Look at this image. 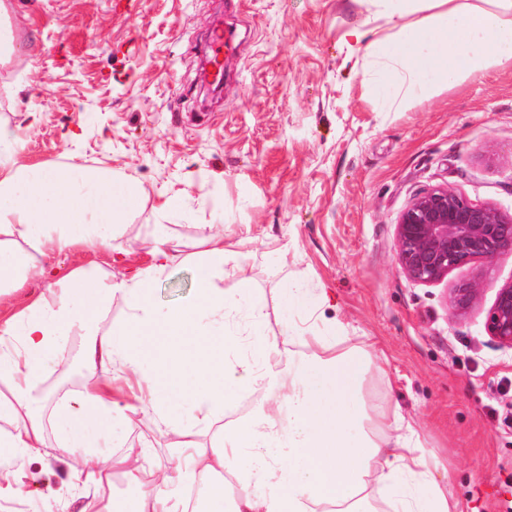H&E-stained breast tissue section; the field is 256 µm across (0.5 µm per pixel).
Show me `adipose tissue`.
<instances>
[{
  "label": "adipose tissue",
  "mask_w": 512,
  "mask_h": 512,
  "mask_svg": "<svg viewBox=\"0 0 512 512\" xmlns=\"http://www.w3.org/2000/svg\"><path fill=\"white\" fill-rule=\"evenodd\" d=\"M489 7L451 0H378L377 17L395 24L381 33L365 22L349 32L362 51L368 91L396 110L488 65L512 64V0ZM414 23H404L407 15ZM17 138L0 123V286L17 287L50 253L111 247L115 224L136 212L143 191L122 175L86 167L20 165ZM23 236L30 251L12 247ZM234 256L215 235L205 252L193 302L157 310L155 279L178 256L158 239L149 266L118 281L72 271L24 308L0 321V480L44 443L53 426L75 474H89L94 512H113L112 469L136 479L142 450L113 452L112 423L143 412L160 432L179 436L171 481L191 475L204 485L209 512H457L423 455L414 426L399 413L369 405L364 387L373 367L363 351H336L338 320L324 323L310 352L283 359L277 340L259 335L266 304L250 287L224 293L215 279ZM128 307L124 323H97L114 296ZM247 313L248 356L230 360L226 327ZM84 329L80 364L92 379L75 399L42 415L39 381L74 329ZM144 390L138 404L114 399L116 372ZM260 404L224 427L225 404L251 394ZM215 432L219 444L201 447ZM224 472L229 482H213Z\"/></svg>",
  "instance_id": "1"
}]
</instances>
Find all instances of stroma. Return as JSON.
Masks as SVG:
<instances>
[{
  "label": "stroma",
  "instance_id": "stroma-1",
  "mask_svg": "<svg viewBox=\"0 0 512 512\" xmlns=\"http://www.w3.org/2000/svg\"><path fill=\"white\" fill-rule=\"evenodd\" d=\"M16 52L0 65V122L18 137L17 163L76 164L128 175L142 209L117 225L108 250L42 258L61 277L81 269L115 280L146 266L158 236L180 261L153 284L164 309L195 298L205 241L216 225L238 244L237 270L217 285L248 281L266 302L262 334L283 351L306 345L284 334L281 290L327 289L324 316L344 325V349H367L385 374L366 398L399 411L419 432L435 478L460 512H512V349L493 342L484 310L512 280V255L412 282L397 264L395 224L421 191L457 190L512 214V65H493L390 112L366 91L362 56L346 31L373 16L371 0H8ZM223 18L237 46L224 92L198 102L197 67ZM181 207L161 216L162 196ZM487 272L479 307L450 312L453 282ZM75 329L42 379L57 399L84 388ZM114 441L152 444L140 486L112 473L115 506L158 481L176 434L151 417L113 422ZM92 486L45 431L0 487V512H79Z\"/></svg>",
  "mask_w": 512,
  "mask_h": 512
}]
</instances>
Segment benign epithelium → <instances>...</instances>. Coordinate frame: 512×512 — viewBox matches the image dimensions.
Segmentation results:
<instances>
[{
    "label": "benign epithelium",
    "instance_id": "1",
    "mask_svg": "<svg viewBox=\"0 0 512 512\" xmlns=\"http://www.w3.org/2000/svg\"><path fill=\"white\" fill-rule=\"evenodd\" d=\"M397 261L405 276L419 284H434L455 269L478 261L492 263L512 253V215L493 206L478 205L442 186L417 194L399 214L396 228ZM482 284L462 280L450 289L452 308L465 312L479 298ZM492 341L512 348V281L496 289L485 310Z\"/></svg>",
    "mask_w": 512,
    "mask_h": 512
}]
</instances>
